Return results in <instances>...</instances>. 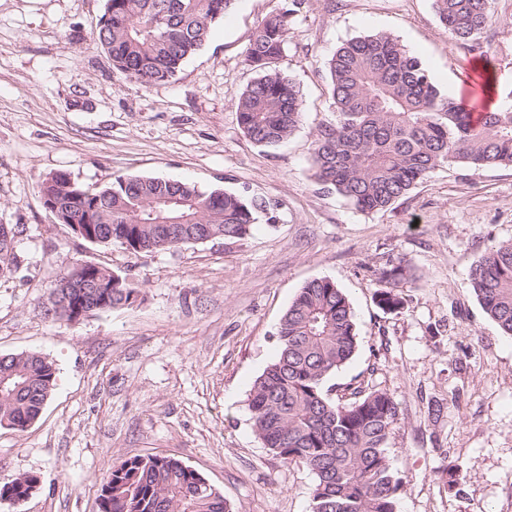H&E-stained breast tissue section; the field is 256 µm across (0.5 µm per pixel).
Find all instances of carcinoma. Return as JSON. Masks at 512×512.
<instances>
[{"label":"carcinoma","instance_id":"obj_1","mask_svg":"<svg viewBox=\"0 0 512 512\" xmlns=\"http://www.w3.org/2000/svg\"><path fill=\"white\" fill-rule=\"evenodd\" d=\"M236 0H106L95 36L112 66L143 84L165 82L206 42L211 26ZM302 0L265 19L247 49L256 77L235 103L243 133L256 145H279L302 115L300 89L279 68ZM453 43H475L497 22L492 0H433ZM335 119L319 126L312 165L318 181L361 211H381L435 169L449 163L512 167V91L495 110L474 117L443 94L418 58L387 33L345 41L327 63ZM44 203L80 216L73 237L97 246L114 243L152 253L207 238L239 240L267 212L266 202L226 189L203 190L186 181L116 177L84 188L65 172L40 184ZM16 235L0 240V279L19 267ZM409 265L378 272V306L404 308L392 285ZM113 281L110 288L74 296V278ZM483 312L512 337V241L488 247L469 271ZM141 290L110 268L77 263L55 280L48 315L72 322L119 306L132 307ZM277 358L255 379L249 394L252 427L285 463L315 475L311 512H396L403 478L388 454L399 407L386 392L355 387L334 398L324 382L358 348L355 314L345 292L328 278L307 282L278 327ZM58 381V369L38 352L0 354V427L26 430L39 417ZM38 477L0 484V504H21ZM99 512H231L198 471L168 456L121 461L102 482Z\"/></svg>","mask_w":512,"mask_h":512}]
</instances>
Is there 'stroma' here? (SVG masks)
<instances>
[{"label":"stroma","instance_id":"stroma-1","mask_svg":"<svg viewBox=\"0 0 512 512\" xmlns=\"http://www.w3.org/2000/svg\"><path fill=\"white\" fill-rule=\"evenodd\" d=\"M290 0H236L169 81L113 69L94 38L106 0H0V224L17 231L19 270L0 280V353L40 352L59 379L26 431L0 428V483L38 476L0 512H98L120 461L166 455L200 472L232 512H311L315 476L255 435L254 379L276 358L278 324L302 286L327 277L348 295L359 348L328 387L379 389L400 413L390 454L404 475L398 512H512V338L483 312L469 268L512 240V167L451 164L385 210L362 212L314 176L318 127L334 118L327 62L344 41L384 32L445 94L484 66L512 91V0L479 58L448 41L432 0H305L281 69L302 119L287 142L255 145L235 98L254 77L247 47ZM85 187L148 175L265 200L244 239L155 253L74 238L44 207L40 181ZM409 261L405 306L374 300L379 269ZM100 263L141 290L132 307L71 325L47 317L55 277Z\"/></svg>","mask_w":512,"mask_h":512}]
</instances>
